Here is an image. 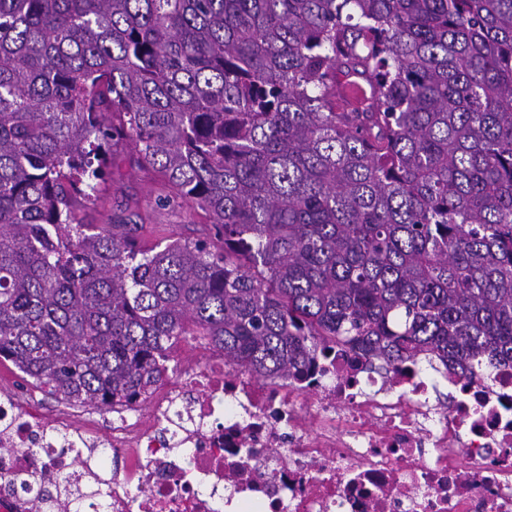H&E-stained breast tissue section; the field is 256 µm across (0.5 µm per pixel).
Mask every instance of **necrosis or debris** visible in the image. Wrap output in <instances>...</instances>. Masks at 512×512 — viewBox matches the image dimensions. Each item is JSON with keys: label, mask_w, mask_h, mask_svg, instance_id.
<instances>
[{"label": "necrosis or debris", "mask_w": 512, "mask_h": 512, "mask_svg": "<svg viewBox=\"0 0 512 512\" xmlns=\"http://www.w3.org/2000/svg\"><path fill=\"white\" fill-rule=\"evenodd\" d=\"M0 392V512H36L42 488L111 449L107 510L512 512V367L490 379L433 360L378 369L345 346L308 379L235 371L220 351L81 431Z\"/></svg>", "instance_id": "obj_1"}]
</instances>
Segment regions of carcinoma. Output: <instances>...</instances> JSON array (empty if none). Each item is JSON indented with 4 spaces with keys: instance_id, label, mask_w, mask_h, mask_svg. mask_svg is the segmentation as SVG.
<instances>
[{
    "instance_id": "obj_1",
    "label": "carcinoma",
    "mask_w": 512,
    "mask_h": 512,
    "mask_svg": "<svg viewBox=\"0 0 512 512\" xmlns=\"http://www.w3.org/2000/svg\"><path fill=\"white\" fill-rule=\"evenodd\" d=\"M118 146L208 234L83 223ZM181 336L512 366V0H0V360L110 410ZM367 98V91L360 83L343 84L336 90V112H346L362 104Z\"/></svg>"
}]
</instances>
